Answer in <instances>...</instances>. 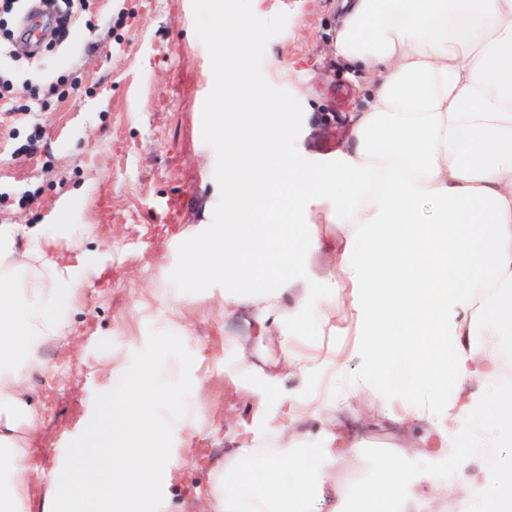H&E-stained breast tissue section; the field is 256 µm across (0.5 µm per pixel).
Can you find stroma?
<instances>
[{
    "instance_id": "stroma-1",
    "label": "stroma",
    "mask_w": 512,
    "mask_h": 512,
    "mask_svg": "<svg viewBox=\"0 0 512 512\" xmlns=\"http://www.w3.org/2000/svg\"><path fill=\"white\" fill-rule=\"evenodd\" d=\"M224 10L244 12L258 33L241 65L266 100L290 102L296 163L332 155L342 134L325 132L324 122L364 105L332 51L334 0H224ZM213 22L209 0H90L89 16L70 18L67 45L34 53L17 42L13 100L0 104V224L83 225L79 249L63 241L58 254L95 269L67 338L42 348L48 373L26 381L44 417L40 470L54 469L75 435L89 433V416L105 425L113 385L102 370L112 359L129 373L155 360L168 393L156 407L164 439L154 450L156 491L140 512H206L203 494L225 448L261 435L275 413L224 340L240 324L224 318L223 284L198 288L180 273L189 243L224 221V139L213 126L223 81L219 48L203 36ZM61 75L65 84L48 93ZM34 96V113L12 111ZM35 121L42 139L28 154L21 147ZM174 306L181 320L171 319ZM298 346L324 360L347 356L340 372L283 382L305 398L332 400L363 373L376 383L397 376L390 365L370 367L371 350L343 327L312 330ZM396 442L381 419L365 447L337 449L333 476L346 512H357ZM399 466L411 478L407 494L419 491L414 478L424 471L450 482L448 458L434 448L414 449Z\"/></svg>"
}]
</instances>
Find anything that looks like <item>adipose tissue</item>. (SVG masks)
<instances>
[{
    "label": "adipose tissue",
    "instance_id": "1",
    "mask_svg": "<svg viewBox=\"0 0 512 512\" xmlns=\"http://www.w3.org/2000/svg\"><path fill=\"white\" fill-rule=\"evenodd\" d=\"M340 8L333 51L372 91L343 146L307 167L284 150L294 135L287 103L264 101L238 65L255 31L235 16L207 32L233 46L214 109L225 217L192 242L182 273L202 287L223 282L225 319L245 323L228 340L261 404L282 415L272 447L245 441L225 452L212 512H343L330 447L365 443L371 424L356 401L371 380H352L327 420L280 389L282 377L319 369L293 345L318 280L329 293L313 313L316 328L353 303L360 336L379 359L399 355L409 388H421L413 404L387 387L379 412L402 447L447 449L456 512H512L500 469L512 457V347L479 342L512 340V0H340ZM61 239L79 242L69 224H0V512H139L154 489L161 436L149 361L129 376L113 360L107 373L122 382L93 451H74L35 482L41 416L25 379L44 371L39 348L65 336L87 280L86 268L56 260ZM319 419L323 445L306 447ZM452 419L472 422L480 463L452 450ZM252 472L256 493L246 490ZM406 482L381 463L369 491L377 512L396 501L401 512H426L448 496L429 478L422 494L405 496Z\"/></svg>",
    "mask_w": 512,
    "mask_h": 512
}]
</instances>
